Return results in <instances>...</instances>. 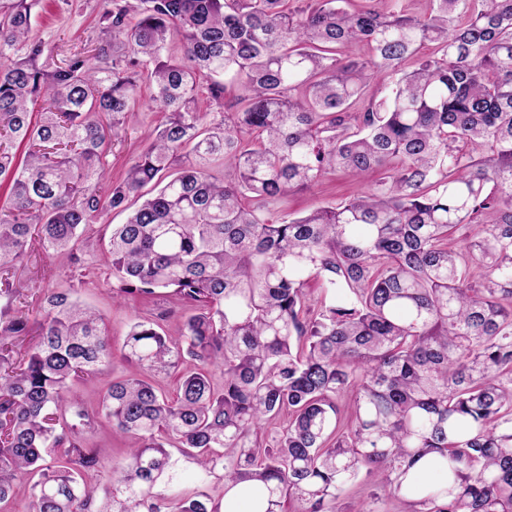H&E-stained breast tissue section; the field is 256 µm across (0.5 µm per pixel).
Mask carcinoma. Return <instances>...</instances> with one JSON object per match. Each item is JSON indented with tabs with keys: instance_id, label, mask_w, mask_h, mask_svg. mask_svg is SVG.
Wrapping results in <instances>:
<instances>
[{
	"instance_id": "obj_1",
	"label": "carcinoma",
	"mask_w": 512,
	"mask_h": 512,
	"mask_svg": "<svg viewBox=\"0 0 512 512\" xmlns=\"http://www.w3.org/2000/svg\"><path fill=\"white\" fill-rule=\"evenodd\" d=\"M432 2L415 18L398 0H112L99 45L48 70L39 0H0V506L37 473L29 512H224L178 489L172 440L201 480L261 488L257 512H338L363 472L398 495L428 455L448 486L413 490L412 512H512V0ZM143 81L168 119L113 184L107 156ZM337 172L380 177L269 222ZM149 184L98 240L112 293L190 314L176 337L135 322L134 372L75 407L72 382L112 362L102 317L64 292L15 308L16 275L36 250L72 258ZM311 284L344 300L312 309ZM172 375L169 399L157 378ZM74 418L132 440L99 491Z\"/></svg>"
}]
</instances>
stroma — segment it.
Instances as JSON below:
<instances>
[{
  "label": "stroma",
  "instance_id": "stroma-1",
  "mask_svg": "<svg viewBox=\"0 0 512 512\" xmlns=\"http://www.w3.org/2000/svg\"><path fill=\"white\" fill-rule=\"evenodd\" d=\"M111 6V0H40L32 35L44 42L47 64L58 65L74 50L94 47L98 42L100 18ZM166 120V113L150 107L148 91H141L127 115L119 140L107 158L112 181L124 178L128 166L146 147L150 132ZM370 187L366 180L333 175L319 185L293 190L272 207L268 218L273 221L287 212L303 215L315 208L332 206L359 195ZM77 256L79 261L74 264L52 261L42 253H34L21 276L20 302L23 307L32 308L41 304L46 290L69 288L74 298L102 315L114 351L112 367L95 380L76 383L70 388V396L76 403L92 409L97 406L107 386L131 370L121 355L131 324L160 312L164 315L161 326L166 334L172 336L181 324L184 310L171 299L147 306L128 297L113 295L116 281L111 267L104 263L99 247L93 244L82 247L78 249ZM46 266L51 267L53 273L45 279L41 272ZM84 444L96 449L100 460L98 469L90 475L92 482L100 487L110 483L112 465L128 447V439L100 428L86 435Z\"/></svg>",
  "mask_w": 512,
  "mask_h": 512
}]
</instances>
